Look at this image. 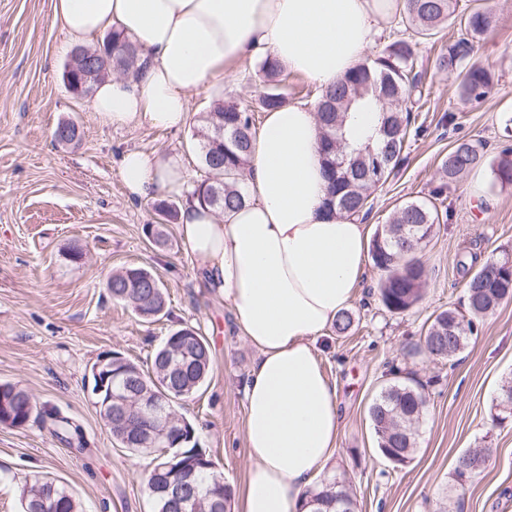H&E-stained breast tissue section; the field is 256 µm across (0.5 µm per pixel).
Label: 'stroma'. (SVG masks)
Instances as JSON below:
<instances>
[{"mask_svg": "<svg viewBox=\"0 0 512 512\" xmlns=\"http://www.w3.org/2000/svg\"><path fill=\"white\" fill-rule=\"evenodd\" d=\"M477 5L494 16L475 60L492 72L495 86L474 105L461 100L454 75L434 69L454 26L420 44L424 95L411 111L419 132L410 136L397 175L372 191L370 228L388 222L404 201L431 196L439 162L457 140L481 143L491 158L512 149V0H458L457 9ZM75 48L53 20L52 0H0V382L56 406L81 426L85 440L84 448H70L36 423L0 425V512H20L22 485L40 475L69 487L84 512H152L143 480L151 459L115 443L87 380L111 352L149 365L154 350L183 326L208 339L213 368L202 390L176 409L225 481L241 489L249 468L243 385L254 352L239 336L231 307L201 281L176 224H163L152 200L130 198L118 169L128 150L178 154L191 180H200L194 135L202 116L218 100L257 108L264 91L259 65L244 62L223 85L192 95L181 130L116 128L96 118L92 95L74 94L64 83ZM70 120L79 127L78 144L54 143L57 125ZM436 205L444 222L424 251L422 301L408 312H389L375 293L379 274L366 264L350 329L319 343L341 418L331 470L347 479L358 512H512V421L491 422L501 384L512 375V300L453 359L419 351L429 316L464 304L458 254L474 270L512 254V186L495 185L489 168L480 167L452 183ZM156 225L166 246L149 242ZM74 247L84 251L77 262L68 257ZM133 264L160 279L167 318L143 320L108 293L112 271ZM393 368L415 372L429 394L413 458L398 468L378 452L368 416ZM482 447L489 450L484 470L455 488L456 456Z\"/></svg>", "mask_w": 512, "mask_h": 512, "instance_id": "obj_1", "label": "stroma"}]
</instances>
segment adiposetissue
Segmentation results:
<instances>
[{
    "label": "adipose tissue",
    "mask_w": 512,
    "mask_h": 512,
    "mask_svg": "<svg viewBox=\"0 0 512 512\" xmlns=\"http://www.w3.org/2000/svg\"><path fill=\"white\" fill-rule=\"evenodd\" d=\"M396 0H53L54 20L82 44L115 29L139 74L95 87L105 125L177 130L192 94L246 60L272 57L328 88L355 67ZM314 110L267 112L246 172L247 198L217 216L189 200L179 156L124 153L130 194H180L178 230L209 288L224 298L256 356L244 384L250 466L240 512H309L304 493L337 452V392L317 342L347 310L364 273L369 228L329 211Z\"/></svg>",
    "instance_id": "adipose-tissue-1"
}]
</instances>
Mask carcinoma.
Returning a JSON list of instances; mask_svg holds the SVG:
<instances>
[{
  "mask_svg": "<svg viewBox=\"0 0 512 512\" xmlns=\"http://www.w3.org/2000/svg\"><path fill=\"white\" fill-rule=\"evenodd\" d=\"M401 24L404 35L390 42L383 53L372 61L356 65L333 87L321 91L317 114L321 124L320 156L328 182L329 209L347 215L370 210L371 190L384 185L396 175L403 161L411 113L405 107L413 90L421 83L416 72L418 45L435 36L447 24L458 26L456 39L441 51L435 69L457 75L459 92L473 102L484 101L493 90L489 70L472 62L483 36L491 29L493 15L478 6L458 16L454 0H400ZM129 72L137 67L136 49L119 31L99 49H81L72 58L73 65L64 72L72 75L69 88L76 94H87L93 86L112 72L107 61ZM265 91L259 98L264 112L287 104L281 89L284 81L278 61L266 58L260 63ZM370 98L381 104L380 125L375 143L351 148L346 143L344 125L348 112L357 102ZM206 132L199 143V161L205 178L194 186L191 198L220 213L243 205L246 199L244 174L255 142L253 111L235 104L218 103L202 117ZM489 164L494 182L512 185V151L504 150L498 157L486 161L480 146L459 140L438 167L439 186L433 195L440 196L450 183L470 169ZM440 224L439 212L430 199L403 202L387 224L378 227L371 241L370 255L379 272L377 293L383 306L392 313L414 308L423 296L426 267L422 253ZM151 271L128 266L112 272L106 288L112 299L130 304L136 314L152 320L167 314L162 288L142 286L143 276ZM512 298V271L497 270L486 265L465 275L466 312L444 309L433 315L425 336L423 349L434 359H450L462 352L477 323L491 315L499 306L487 297ZM186 348V367L177 372H162L159 357ZM213 364L207 338L192 327L173 331L157 348L152 358V373L144 371L125 357L112 360L113 371L135 378L132 392L148 397L165 391L171 406L196 394L205 384ZM395 379L387 382L369 406L368 414L377 435L380 454L394 466H404L416 449L418 428L427 405L424 387L419 382L393 372ZM125 383L118 379L96 393V380H91L94 401L102 402L110 393L124 392ZM32 395L17 384L0 383V425L22 429L33 419L55 423V431L69 446L84 445L78 426L47 406H30ZM492 424L512 417V377L505 379L496 404ZM184 428L180 435L183 457L173 460L163 448H139L125 442L126 427L112 420L113 439L129 452L153 457V467L146 477L153 512L159 510L157 490L163 477L181 471L190 479L191 502L183 507L175 502L168 512H231L233 488L224 481V473L199 447L196 429L185 417H179ZM23 512H83L80 503L66 488L45 478L34 477L21 491ZM306 505L311 512H357V502L346 480L335 475L325 476L308 490Z\"/></svg>",
  "mask_w": 512,
  "mask_h": 512,
  "instance_id": "carcinoma-1",
  "label": "carcinoma"
}]
</instances>
